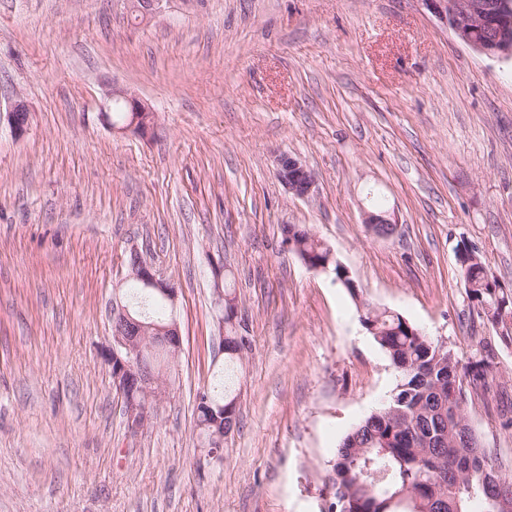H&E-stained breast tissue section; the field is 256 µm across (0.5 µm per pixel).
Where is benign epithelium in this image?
<instances>
[{
    "instance_id": "1",
    "label": "benign epithelium",
    "mask_w": 512,
    "mask_h": 512,
    "mask_svg": "<svg viewBox=\"0 0 512 512\" xmlns=\"http://www.w3.org/2000/svg\"><path fill=\"white\" fill-rule=\"evenodd\" d=\"M165 0H126L130 13L138 20L149 21L161 11ZM428 9L442 23L449 26L455 36L473 49L492 57H512V42L501 36L500 25L512 21V0H424ZM109 102L123 101L134 115L133 122L116 126L114 130H133L148 134L155 125V112L131 91L116 85L108 89ZM7 121L17 136L23 135L29 125L26 103L17 99L7 112ZM276 174L288 191L299 198L308 197L314 190L316 179L313 171L301 161L288 155L277 159ZM364 223L378 237H390L397 232V222L385 214L366 213ZM132 278L148 288L156 289L170 304H175L177 289L157 278L152 266L139 260ZM112 344L106 352V360L112 368L116 390L123 394L128 387L138 390L140 399L129 400L125 406L127 428L138 432L152 421L153 404L166 394L167 377L160 371L141 369L146 353L160 349L166 353L167 362L176 361L182 350V336L177 316H171L164 325L147 324L134 318L120 299L112 301ZM209 420L199 423L207 435L209 444L204 446L206 456L219 459L224 440V407L207 409Z\"/></svg>"
}]
</instances>
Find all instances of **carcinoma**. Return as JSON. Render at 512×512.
Here are the masks:
<instances>
[{"label": "carcinoma", "instance_id": "1", "mask_svg": "<svg viewBox=\"0 0 512 512\" xmlns=\"http://www.w3.org/2000/svg\"><path fill=\"white\" fill-rule=\"evenodd\" d=\"M284 233L292 235V251L300 259L328 263L334 277L356 294L338 260H328L330 248L310 229L289 224ZM460 272L473 284L467 289L470 302L492 325L505 329L501 340L511 341L506 320L512 321V296L490 286L481 262ZM121 299L146 323L171 318L170 305L141 283ZM360 318L400 380L387 403L362 418L336 448L328 512H512V476L494 464L475 430L461 427L458 408L466 391L486 386L495 358L492 346L464 364L444 342L396 312L365 303ZM224 323V369L216 383L198 392V419L204 404L235 400L233 377L242 359L234 354V344L250 347L231 318Z\"/></svg>", "mask_w": 512, "mask_h": 512}]
</instances>
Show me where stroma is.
Returning a JSON list of instances; mask_svg holds the SVG:
<instances>
[{
  "label": "stroma",
  "mask_w": 512,
  "mask_h": 512,
  "mask_svg": "<svg viewBox=\"0 0 512 512\" xmlns=\"http://www.w3.org/2000/svg\"><path fill=\"white\" fill-rule=\"evenodd\" d=\"M120 86L151 134L102 113ZM0 512H326L333 450L397 372L360 321L400 313L468 363L496 352L470 424L512 474V343L470 303L467 242L512 292V58L458 41L423 0H0ZM317 178L288 193L275 159ZM398 222L381 238L364 211ZM307 227L348 291L283 242ZM138 251L177 289L182 352L130 432L103 353ZM250 349L220 462L195 400L222 370L212 269ZM106 99L109 102L115 101V112H112V123L120 126H113L114 131L125 132L133 130L138 132V134L146 135L154 128L156 120L154 110L148 104L137 98L136 95L128 89L114 85L112 88L107 90ZM117 101H124L129 107L128 111L125 103ZM130 112L132 113V116L134 115V120L133 122L124 125L130 118ZM138 113H148L147 118L143 120L140 125L139 122L142 118H138L136 116ZM29 110L26 103L17 99L12 104L9 112H7V121L17 136H22L29 125Z\"/></svg>",
  "instance_id": "35a3bbf8"
}]
</instances>
